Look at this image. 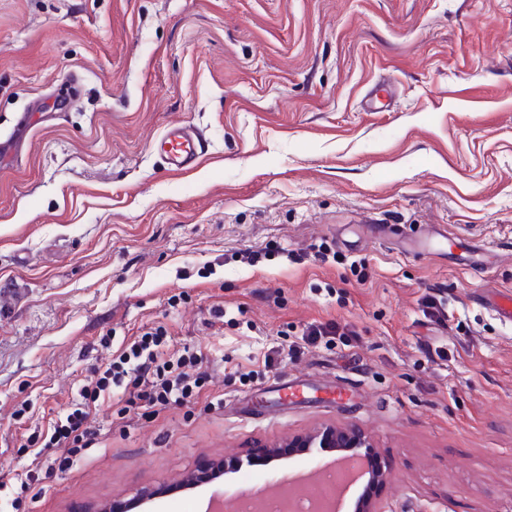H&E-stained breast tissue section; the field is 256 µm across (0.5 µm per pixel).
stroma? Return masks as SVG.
<instances>
[{"label":"stroma","instance_id":"stroma-1","mask_svg":"<svg viewBox=\"0 0 512 512\" xmlns=\"http://www.w3.org/2000/svg\"><path fill=\"white\" fill-rule=\"evenodd\" d=\"M178 122L203 152L173 175L155 142ZM9 136L0 482L42 473L30 512L145 490L136 512H196L171 484L345 424L386 466L377 512H512V324L486 306L512 292V0H0ZM435 289L444 326L422 313ZM328 320L347 335L302 341ZM158 326L205 356L195 403L115 391L73 470L34 457L94 368ZM296 470L315 459L217 492L275 495Z\"/></svg>","mask_w":512,"mask_h":512}]
</instances>
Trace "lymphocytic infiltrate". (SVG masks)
Returning <instances> with one entry per match:
<instances>
[{
    "label": "lymphocytic infiltrate",
    "instance_id": "lymphocytic-infiltrate-1",
    "mask_svg": "<svg viewBox=\"0 0 512 512\" xmlns=\"http://www.w3.org/2000/svg\"><path fill=\"white\" fill-rule=\"evenodd\" d=\"M164 339L165 332L158 327L118 350L95 379L81 386L69 410L49 423L41 434V447L55 449V469H72L93 447L97 431L89 419L98 406L111 400L114 389H124L159 411L188 406L199 395L207 379L199 369L202 354L188 347L163 351Z\"/></svg>",
    "mask_w": 512,
    "mask_h": 512
}]
</instances>
